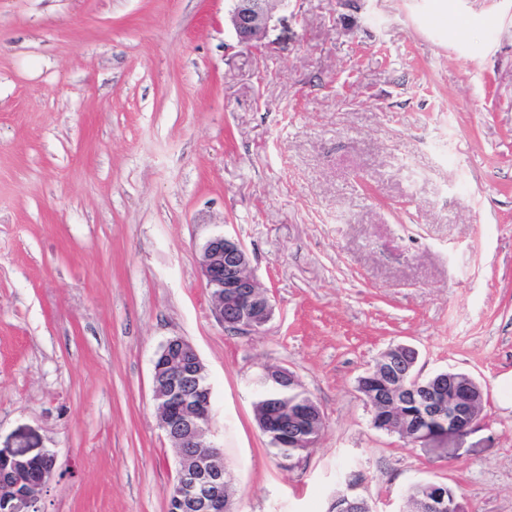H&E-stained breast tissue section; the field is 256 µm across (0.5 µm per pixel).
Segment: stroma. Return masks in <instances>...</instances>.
Here are the masks:
<instances>
[{
	"instance_id": "stroma-1",
	"label": "stroma",
	"mask_w": 512,
	"mask_h": 512,
	"mask_svg": "<svg viewBox=\"0 0 512 512\" xmlns=\"http://www.w3.org/2000/svg\"><path fill=\"white\" fill-rule=\"evenodd\" d=\"M230 0H0V450L58 454L35 512H167L178 458L152 363L179 336L211 384L234 512H375L412 485L512 512V0H290L259 50ZM240 240L270 295L220 325L198 271ZM482 387L424 448L371 425L389 346ZM324 412L281 456L264 366ZM260 385L267 394L273 389L286 394L301 386V381L286 368L265 366L260 376Z\"/></svg>"
}]
</instances>
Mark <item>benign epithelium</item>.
<instances>
[{
    "label": "benign epithelium",
    "instance_id": "1",
    "mask_svg": "<svg viewBox=\"0 0 512 512\" xmlns=\"http://www.w3.org/2000/svg\"><path fill=\"white\" fill-rule=\"evenodd\" d=\"M228 22L237 44L261 45L274 12L288 0H231ZM201 281L207 289L216 320L242 335L260 332L271 320L274 306L251 270L245 246L224 234L210 237L199 260ZM378 366L358 381L369 387L360 394L369 406L392 399L386 411L372 412V426L401 430L410 442L427 446L467 434L478 421L476 405L483 391L465 373L443 372L423 379L415 372L418 352L396 344L380 355ZM204 370L196 348L181 337L168 339L153 361L152 385L159 426L183 449L178 454V479L169 498L181 512H230L224 498V461L207 438L211 433L212 390L195 383ZM264 392L286 394L301 386L290 370L266 366L260 376ZM281 426L276 442L284 456L316 447L324 416L313 401L295 399L278 409ZM56 455L44 450L33 456L25 450L0 452V512H29L40 489L53 477ZM420 512H460L455 496L445 486L429 482L423 489Z\"/></svg>",
    "mask_w": 512,
    "mask_h": 512
}]
</instances>
